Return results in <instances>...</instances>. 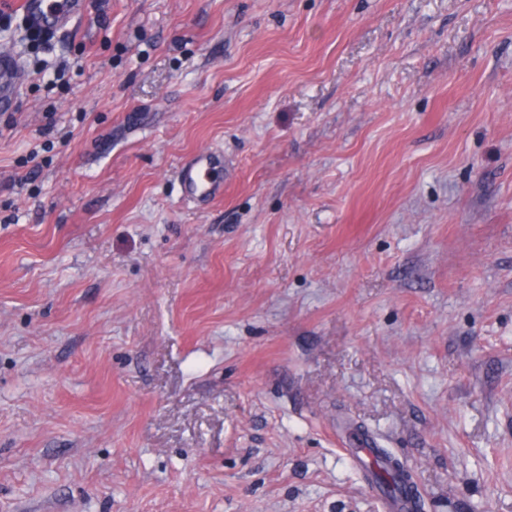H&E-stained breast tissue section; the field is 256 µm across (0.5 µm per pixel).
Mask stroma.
I'll return each instance as SVG.
<instances>
[{
  "label": "stroma",
  "instance_id": "1",
  "mask_svg": "<svg viewBox=\"0 0 512 512\" xmlns=\"http://www.w3.org/2000/svg\"><path fill=\"white\" fill-rule=\"evenodd\" d=\"M19 13L0 512H381L348 423L425 512H512V0ZM86 0H21L20 11L29 30L51 35L72 15L86 9ZM219 159L211 152H200L193 162L182 168L181 184L185 194L192 198H211L224 190L216 176ZM372 447L374 452V459L372 461L373 469L369 472L368 477L371 481L382 487L388 496L408 495L414 500V505L419 512L423 511V505L420 502V496L415 489L417 485L414 481L411 469L405 462L390 450V448H383L373 442Z\"/></svg>",
  "mask_w": 512,
  "mask_h": 512
}]
</instances>
